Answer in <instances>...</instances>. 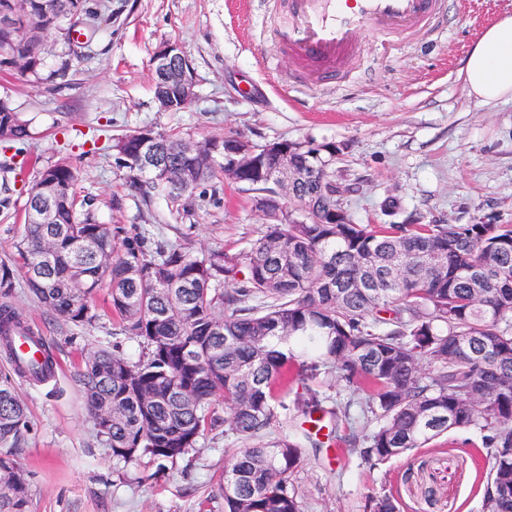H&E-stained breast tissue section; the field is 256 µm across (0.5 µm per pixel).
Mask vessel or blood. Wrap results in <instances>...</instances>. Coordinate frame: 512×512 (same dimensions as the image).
<instances>
[{"instance_id": "1", "label": "vessel or blood", "mask_w": 512, "mask_h": 512, "mask_svg": "<svg viewBox=\"0 0 512 512\" xmlns=\"http://www.w3.org/2000/svg\"><path fill=\"white\" fill-rule=\"evenodd\" d=\"M445 0H287L277 32L281 47L297 66L329 82L359 52L361 32L411 36L432 26Z\"/></svg>"}]
</instances>
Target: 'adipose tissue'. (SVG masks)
I'll return each instance as SVG.
<instances>
[{
    "label": "adipose tissue",
    "instance_id": "adipose-tissue-1",
    "mask_svg": "<svg viewBox=\"0 0 512 512\" xmlns=\"http://www.w3.org/2000/svg\"><path fill=\"white\" fill-rule=\"evenodd\" d=\"M461 72L468 96L478 104L512 100V15L486 29Z\"/></svg>",
    "mask_w": 512,
    "mask_h": 512
}]
</instances>
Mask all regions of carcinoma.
Wrapping results in <instances>:
<instances>
[{
  "mask_svg": "<svg viewBox=\"0 0 512 512\" xmlns=\"http://www.w3.org/2000/svg\"><path fill=\"white\" fill-rule=\"evenodd\" d=\"M68 45H88L108 18L90 0H0V71L36 76L42 35L63 20ZM173 57L152 65L161 109L185 108ZM28 136L10 101L0 97V146ZM232 136L196 149L178 134L151 128L114 139L116 163L145 204L163 198L187 215L198 194L231 180L267 199L259 238L231 252L191 255L178 243L155 244L143 232L103 224L92 198L79 195L65 158L43 166L29 189L16 244L28 288L50 311L93 323V298L109 288L108 309L137 358L99 343L77 369L90 417L116 463L143 457L162 468L197 447L219 426L242 443L224 467V512H302L293 477L305 447L322 446L323 430L340 435L353 422V401L309 386L287 398L303 370L336 369L344 389L363 395L361 430L344 442L376 466L450 431H475L491 460L482 512H512V224H359L340 202L331 165L343 147L280 141L305 178L281 193L279 156L224 166ZM175 179L160 184L155 169ZM54 210L52 224L37 218ZM15 287L12 262L0 263V295ZM32 328L0 305V471L15 467L14 449L30 427L15 379L44 384L57 361L45 348L24 362L14 343ZM224 414H219V408ZM112 409L104 426L100 412ZM28 486L0 492V512H28ZM364 512H399L385 491Z\"/></svg>",
  "mask_w": 512,
  "mask_h": 512,
  "instance_id": "carcinoma-1",
  "label": "carcinoma"
}]
</instances>
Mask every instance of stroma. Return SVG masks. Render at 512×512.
I'll list each match as a JSON object with an SVG mask.
<instances>
[{"label":"stroma","mask_w":512,"mask_h":512,"mask_svg":"<svg viewBox=\"0 0 512 512\" xmlns=\"http://www.w3.org/2000/svg\"><path fill=\"white\" fill-rule=\"evenodd\" d=\"M117 13L81 56L60 32L44 35L40 78L0 72V97L29 136L0 153V261L15 252L37 167L69 156L77 189L92 196L105 224L138 225L193 254L247 246L263 218L253 195L230 181L195 198L190 216L163 199L144 205L125 185L113 138L149 127L195 140L238 135L253 145L280 140L336 142L345 151L336 177L343 204L361 224L424 221L512 222V101L484 106L466 94L463 60L512 0H447L443 29L383 48L370 34L340 81L319 85L276 52L284 0H93ZM178 41L196 76V96L180 112L161 111L151 58ZM6 302L45 337L59 368L43 386L17 381L30 430L16 455L29 488V512H224L219 484L238 441L216 429L184 458L157 468L124 465L100 444L78 383L76 363L107 340L137 354L112 314L77 327L29 291L23 276ZM491 462L472 431H454L408 457L372 467L325 444L294 485L303 512H362L367 496L390 491L401 512H480Z\"/></svg>","instance_id":"1"}]
</instances>
